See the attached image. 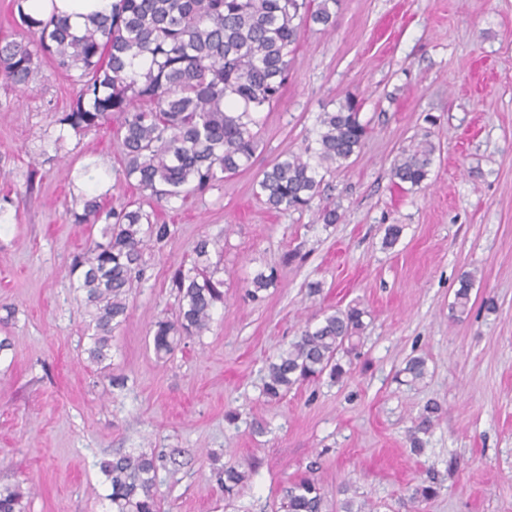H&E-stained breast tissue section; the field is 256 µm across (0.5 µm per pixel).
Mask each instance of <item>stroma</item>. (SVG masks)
I'll use <instances>...</instances> for the list:
<instances>
[{"instance_id":"35a3bbf8","label":"stroma","mask_w":512,"mask_h":512,"mask_svg":"<svg viewBox=\"0 0 512 512\" xmlns=\"http://www.w3.org/2000/svg\"><path fill=\"white\" fill-rule=\"evenodd\" d=\"M291 58L281 100L256 116L250 166L167 202L125 179L115 125L60 127L73 76L45 60L29 89L0 80V484L32 483L27 512H110L99 463L141 450L160 458L162 512H276L307 471L325 512L346 496L368 512H512V0H340L335 32L308 27ZM349 95L370 125L361 152L322 171L311 209H268L262 171L303 152ZM426 132L430 176L399 189L393 162ZM84 194L173 231L148 253L102 365L68 274L100 236L67 212ZM324 205L338 223L318 220ZM206 236L223 240L224 302L157 360L153 325L178 312L169 274ZM270 270L275 284L248 298ZM465 272L472 308L456 317ZM350 305L365 312L350 372L267 399L269 359ZM413 356L426 362L417 382L403 372ZM430 401L439 418L415 453L408 436ZM229 464L252 471L230 499L216 480ZM420 484L438 496L411 501Z\"/></svg>"}]
</instances>
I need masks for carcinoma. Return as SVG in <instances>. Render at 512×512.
I'll list each match as a JSON object with an SVG mask.
<instances>
[{
    "instance_id": "cac0c4a2",
    "label": "carcinoma",
    "mask_w": 512,
    "mask_h": 512,
    "mask_svg": "<svg viewBox=\"0 0 512 512\" xmlns=\"http://www.w3.org/2000/svg\"><path fill=\"white\" fill-rule=\"evenodd\" d=\"M14 0L20 27L29 38L0 43V76L25 89L41 78V60L48 58L64 73L81 71L70 111L57 122L75 131L118 119L117 138L123 175L158 200L202 194L224 175L250 165L257 140L250 126L253 114L280 101L288 79V56L307 26L336 29L338 0H115L112 13L99 15L77 32L66 17L35 18ZM368 126L359 105L349 98L332 112H323L315 146L302 154L276 159L262 173L259 195L268 208L303 210L319 192L318 169L345 167L359 154ZM436 151L425 139L405 150L391 169L400 188L421 186L429 177ZM76 224L103 223L100 239L76 255L69 268L94 325L88 359L109 357L112 332L127 317L126 293L145 271L146 251L171 236L139 209L105 210L98 198L74 201ZM218 239H199L191 266L171 274L179 311L175 319L155 322L152 345L157 359L168 360L182 339L209 327L212 310L224 302V280L211 253H223ZM275 272H258L247 295L256 300L271 287ZM474 275L466 272L454 291L452 313L470 311ZM363 311L338 309L281 350L270 362L263 394L278 398L297 384L328 375L336 381L346 370L339 355L356 354L354 338L363 327ZM402 372L412 381L424 378L425 361L414 357ZM437 407L425 409L411 436L433 426ZM158 457L129 453L100 462L108 483L112 512H161L156 490ZM249 479L235 465L224 467L219 480L232 496ZM31 494L25 481L0 485V512H24ZM284 512H323V496L314 478L304 475L289 484Z\"/></svg>"
}]
</instances>
